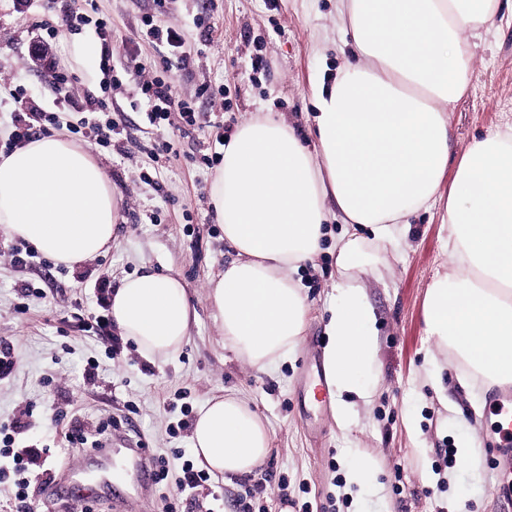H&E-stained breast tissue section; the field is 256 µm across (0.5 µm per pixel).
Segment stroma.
I'll use <instances>...</instances> for the list:
<instances>
[{
	"label": "stroma",
	"instance_id": "stroma-1",
	"mask_svg": "<svg viewBox=\"0 0 512 512\" xmlns=\"http://www.w3.org/2000/svg\"><path fill=\"white\" fill-rule=\"evenodd\" d=\"M92 24L70 28V0H0V147L12 131L13 94L23 90L59 113L57 134L86 150L103 168L119 204L118 230L103 252L68 267L47 260L34 273L14 264L12 237L0 234V338L10 342L14 368L0 379V422L26 418L17 446L37 444L40 457L30 471L31 494L76 458L79 478L103 477L89 449L69 444L68 428L94 432L112 425L116 448H146L165 460L170 478H132L113 459L110 499L127 498L133 512H282L284 499L311 504L314 512H500L490 484L498 460L489 394L482 384L462 386L461 365L436 354L424 334L423 306L434 275L448 265L446 225L437 211L419 212L407 241L381 255L362 275L373 309L377 355L370 388L347 427L336 423V398L311 405L316 369L327 342L329 308L336 300L335 238L340 224L327 226L322 252L298 278L311 305L310 320L295 353L266 372L252 368L224 346L207 284L235 257L214 220L209 186L217 170L203 156L215 138L216 117L225 135L261 112L275 113L297 132L313 117L312 91L332 79L344 60L347 37L339 0H94ZM181 28L190 58L163 67L152 43L139 40L146 19ZM112 25L115 55L136 49L139 61L160 69L177 97L191 100L199 118L182 132L150 123L143 102L131 98L126 82H109L100 69L101 42L95 20ZM58 33L50 47L38 40L36 21ZM63 58L77 83L62 102L40 55ZM263 67H254L255 58ZM104 97L121 113L118 147L105 148L75 135L87 116L85 94ZM512 125V8L501 7L496 24L474 50L472 79L448 112L450 155L458 157L475 138ZM173 143L162 171H154L155 148ZM146 269L171 270L186 284L196 313L186 344L164 362L150 364L132 341L111 348L92 328L98 314L96 275L113 284ZM36 295L22 297L21 281ZM437 356V377L427 373ZM94 360L89 382L84 366ZM235 391L256 408L271 439L268 459L254 474L223 487L178 493L173 475L192 458L190 430L171 431L182 410L198 415L208 399ZM471 441L478 469L446 461L445 451ZM372 456L377 467L367 495L347 486L348 450Z\"/></svg>",
	"mask_w": 512,
	"mask_h": 512
}]
</instances>
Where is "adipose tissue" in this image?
<instances>
[{"mask_svg": "<svg viewBox=\"0 0 512 512\" xmlns=\"http://www.w3.org/2000/svg\"><path fill=\"white\" fill-rule=\"evenodd\" d=\"M349 53L315 93L314 146L283 120L253 118L224 146L210 185L215 221L237 253L208 283L224 345L257 370L300 344L310 305L296 277L339 220L338 298L322 360L340 401L376 361L360 272L399 249L420 210L448 227V270L429 285L425 333L476 379L512 383V126L473 139L449 163L448 110L463 97L473 42L499 0H340ZM118 203L91 155L60 136L0 154V231L73 266L104 251ZM370 228L365 240L360 230ZM112 322L155 362L184 345L195 313L175 274L147 271L112 293ZM191 444L209 472L254 473L270 453L262 417L233 393L210 399Z\"/></svg>", "mask_w": 512, "mask_h": 512, "instance_id": "1", "label": "adipose tissue"}]
</instances>
